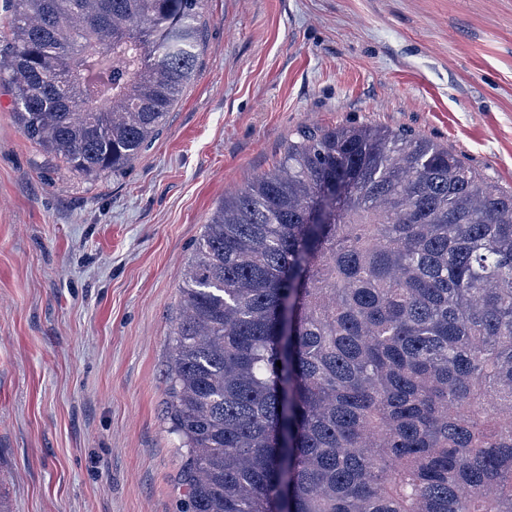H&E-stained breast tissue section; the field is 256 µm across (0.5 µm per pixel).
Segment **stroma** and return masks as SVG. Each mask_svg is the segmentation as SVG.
<instances>
[{"label": "stroma", "instance_id": "1", "mask_svg": "<svg viewBox=\"0 0 512 512\" xmlns=\"http://www.w3.org/2000/svg\"><path fill=\"white\" fill-rule=\"evenodd\" d=\"M194 80L120 176L26 139L0 80V504L184 512L167 375L225 193L306 126L377 125L512 190V0H206Z\"/></svg>", "mask_w": 512, "mask_h": 512}]
</instances>
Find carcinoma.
<instances>
[{
	"mask_svg": "<svg viewBox=\"0 0 512 512\" xmlns=\"http://www.w3.org/2000/svg\"><path fill=\"white\" fill-rule=\"evenodd\" d=\"M202 6L16 0L23 134L123 172L195 75ZM173 343L188 512H512V192L439 144L299 131L204 225Z\"/></svg>",
	"mask_w": 512,
	"mask_h": 512,
	"instance_id": "carcinoma-1",
	"label": "carcinoma"
}]
</instances>
